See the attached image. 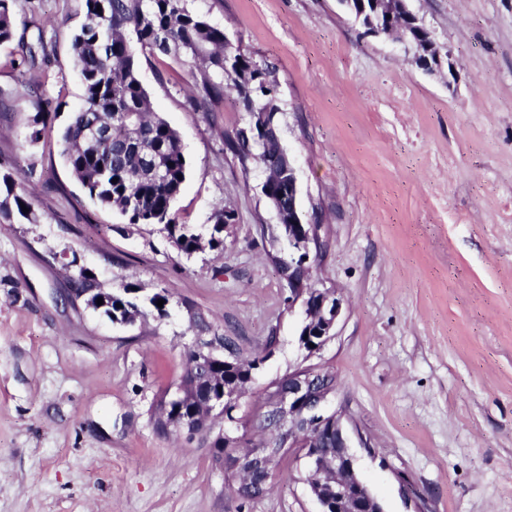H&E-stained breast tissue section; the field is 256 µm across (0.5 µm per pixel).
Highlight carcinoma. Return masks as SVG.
Listing matches in <instances>:
<instances>
[{
  "instance_id": "carcinoma-1",
  "label": "carcinoma",
  "mask_w": 512,
  "mask_h": 512,
  "mask_svg": "<svg viewBox=\"0 0 512 512\" xmlns=\"http://www.w3.org/2000/svg\"><path fill=\"white\" fill-rule=\"evenodd\" d=\"M24 0H0V43L14 36L17 14ZM86 21L73 35L74 67L83 86V105L64 129L63 154L72 174L88 196L119 214L128 224H161L169 239L183 253L191 255L199 248V234L173 217V204L187 178L188 166L179 135L154 111L151 98L137 72V58L149 52L179 62L189 57L198 64L201 94L193 100L196 111L211 112L230 87L247 112L253 113L249 128L239 130L228 140L229 148L243 159L256 157L261 163L287 155L273 131L258 130V113H270L274 122L277 80L273 67L238 50L224 57V31L213 26L201 14L188 8L187 0H84ZM51 40L42 28L30 42L21 43V64L31 84L43 86L49 81L41 60L49 53ZM49 114L38 109L30 132V141H38L47 128ZM109 127L111 136L99 138L97 127ZM6 196L0 202V218L12 217V210L28 218L23 208H31L26 199L25 180L11 174L0 176ZM288 186V170L281 167L263 185L271 203L288 207L281 199ZM15 207H10V204ZM210 247L223 246L224 208L211 217ZM102 313L114 322H124L141 313L133 289L125 286L104 295ZM252 366L203 357L200 348L186 352L184 404L165 399L159 403L156 428L179 431L185 426L195 431L207 429L208 410L203 401L211 393L232 392L251 380ZM281 385H276L264 402L259 426L270 440L256 455L251 448L226 449L224 440L213 443L215 464L230 474L242 475L237 492L240 497L261 496L273 477L274 459L285 449L288 430L276 421Z\"/></svg>"
}]
</instances>
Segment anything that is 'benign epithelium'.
<instances>
[{
  "label": "benign epithelium",
  "mask_w": 512,
  "mask_h": 512,
  "mask_svg": "<svg viewBox=\"0 0 512 512\" xmlns=\"http://www.w3.org/2000/svg\"><path fill=\"white\" fill-rule=\"evenodd\" d=\"M378 8L389 16V22L397 23L395 35L414 48L420 68L435 71L441 66L440 55L432 42L421 43L419 31L414 26L418 18L408 9L407 3H390L379 0ZM297 178L293 163H288V211L276 213L278 223L288 222V240L298 249L318 240L319 225L302 220L297 206ZM308 253L298 260L288 262V270H296L300 278L288 276L291 296L289 302L302 298L306 307V323L303 326L307 350L315 352L332 336L336 321L341 314L342 301L333 294L306 284L313 265L307 263ZM323 373L311 368L299 369L288 376V391L280 397V418L303 423V427L290 430V437L306 446L309 469L318 474L311 481L324 510L335 504V512H382L369 489L357 478L354 460L349 453L347 438L338 416L324 414L327 399L321 387ZM333 442L330 452L317 448L320 440Z\"/></svg>",
  "instance_id": "1"
}]
</instances>
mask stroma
I'll return each mask as SVG.
<instances>
[{"mask_svg":"<svg viewBox=\"0 0 512 512\" xmlns=\"http://www.w3.org/2000/svg\"><path fill=\"white\" fill-rule=\"evenodd\" d=\"M235 48L276 69L278 136L293 159L302 217L319 226L314 278L343 300L333 334L298 344L281 233L255 159L225 142L252 122L225 90L189 105L196 68L139 59L155 111L179 134L189 173L173 212L206 232L229 206L224 246L180 252L158 224H129L89 198L60 133L82 103L72 39L83 0H35L0 45V171L28 177L30 218L0 221V512H322L304 450L281 453L264 496L244 499L212 463L216 435L264 441L273 383L329 372L359 479L383 512H512V0H408L448 68L430 74L403 45L364 35L339 0H188ZM52 30L50 70L25 83L20 39ZM52 119L28 139L39 105ZM165 293L115 323L76 295ZM199 313L234 358L260 359L234 421L163 434Z\"/></svg>","mask_w":512,"mask_h":512,"instance_id":"35a3bbf8","label":"stroma"}]
</instances>
